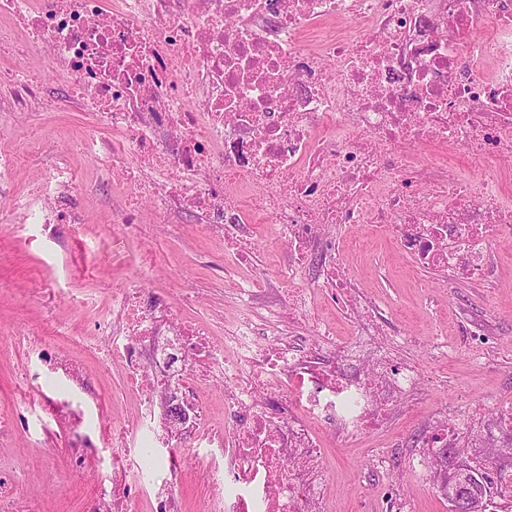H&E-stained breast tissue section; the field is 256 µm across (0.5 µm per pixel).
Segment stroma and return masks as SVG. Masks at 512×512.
<instances>
[{"label":"stroma","instance_id":"1","mask_svg":"<svg viewBox=\"0 0 512 512\" xmlns=\"http://www.w3.org/2000/svg\"><path fill=\"white\" fill-rule=\"evenodd\" d=\"M34 68L43 86L40 106L0 118V150L13 151L20 158L14 176V189L20 194L39 186L47 166L60 152H67L70 138L91 133L101 142L112 140L111 129L93 113L60 109L62 87L43 59H35ZM33 127L45 142L38 153L29 147L27 132ZM109 196L110 190L104 186L93 192L76 191L83 223L56 246L33 242L37 227L25 215L0 223V410L16 401L14 374L26 354L23 339L15 331L21 325L41 322L47 308L59 331L54 338L57 348L87 371L100 373L112 399V413L117 419L137 423L136 406L124 393L122 374L101 372L93 355L73 341L100 313L96 307L77 306L74 296L97 293L107 274L118 285L137 279L142 264L137 238L112 237ZM153 242L159 264L149 270L146 286L171 289L175 313L205 320L212 324L216 336H223L225 323L239 320L246 311L240 299L225 289L224 274L218 269L224 259L223 238L208 235L187 214L179 224L156 228ZM496 258L497 284L489 287L423 275L393 255L384 242L352 253V273L365 295L378 302L384 333L416 340L412 346H397L396 359L428 365L429 378L417 404L388 434L369 435L331 449L326 467L335 496L327 512H384L386 485L371 468L372 451L378 446L391 455L397 479L412 496V512H448V504L438 492L444 474L443 467L436 464L439 449H430L431 463L422 469L413 461L408 440L422 419L438 411L470 419L480 428L479 434L449 449V460H462L486 472L512 466V458L498 459L491 454L499 444L493 435L495 415L498 409L512 408V249H501ZM48 278L58 286L51 299L39 293ZM422 278L443 308V330L458 349L455 359L437 354L432 347L434 312L410 287L412 281ZM86 492L71 473L67 459L58 458L42 512H81Z\"/></svg>","mask_w":512,"mask_h":512}]
</instances>
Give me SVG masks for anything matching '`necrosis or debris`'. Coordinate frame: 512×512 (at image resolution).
Instances as JSON below:
<instances>
[{
	"mask_svg": "<svg viewBox=\"0 0 512 512\" xmlns=\"http://www.w3.org/2000/svg\"><path fill=\"white\" fill-rule=\"evenodd\" d=\"M492 32L472 36L478 24ZM23 41L0 94L13 112L40 104L28 56L46 58L64 109L97 113L111 146L95 151L118 202L112 231L137 236L139 205L155 220L194 215L224 239V278L250 309L216 341L210 323L174 315L167 291L113 289L93 350L120 366L150 437L107 422L99 381L25 327L15 407L0 410V447L25 437L68 452L91 487L84 512H184L187 472L204 512H325V461L336 442L387 432L425 373L396 361L350 268L336 252L347 224L383 239L443 279L487 280L512 239V0H0V46ZM463 151L452 163L442 151ZM18 157L0 150V221L30 216L47 239L82 218L77 177L58 156L41 188L13 191ZM284 242L272 280L244 278L255 254L240 239ZM342 300L352 332L310 334L286 320ZM48 375L69 381L22 413ZM426 418L424 448L466 431ZM42 485L0 458V512H41Z\"/></svg>",
	"mask_w": 512,
	"mask_h": 512,
	"instance_id": "obj_1",
	"label": "necrosis or debris"
}]
</instances>
